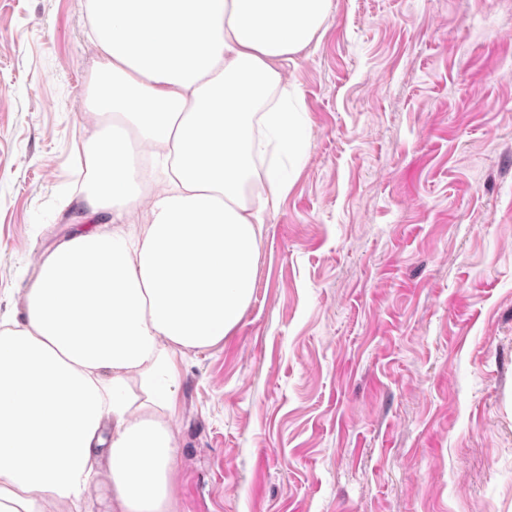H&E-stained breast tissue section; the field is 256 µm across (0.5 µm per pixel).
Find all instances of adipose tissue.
Instances as JSON below:
<instances>
[{"label": "adipose tissue", "instance_id": "ef3b65f1", "mask_svg": "<svg viewBox=\"0 0 512 512\" xmlns=\"http://www.w3.org/2000/svg\"><path fill=\"white\" fill-rule=\"evenodd\" d=\"M332 4L88 0L84 217L0 322V512H86L98 467L115 512H174L180 362L250 303L277 159H303L287 68Z\"/></svg>", "mask_w": 512, "mask_h": 512}]
</instances>
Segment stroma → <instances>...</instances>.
<instances>
[{"label": "stroma", "instance_id": "obj_1", "mask_svg": "<svg viewBox=\"0 0 512 512\" xmlns=\"http://www.w3.org/2000/svg\"><path fill=\"white\" fill-rule=\"evenodd\" d=\"M87 0H0V317L80 223ZM236 329L188 357L177 512H512V0H333Z\"/></svg>", "mask_w": 512, "mask_h": 512}]
</instances>
